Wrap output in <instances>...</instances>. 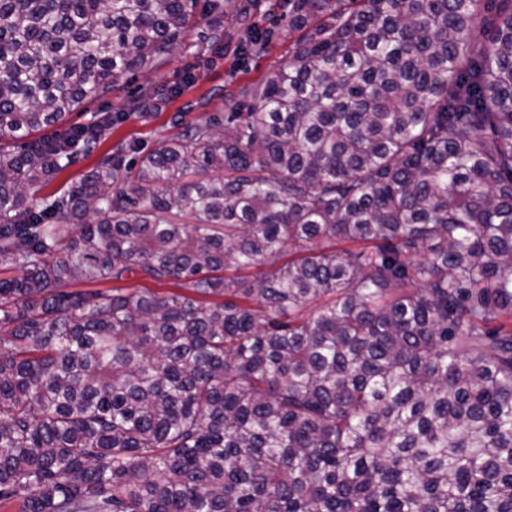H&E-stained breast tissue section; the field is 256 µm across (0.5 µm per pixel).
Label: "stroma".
<instances>
[{
    "instance_id": "obj_1",
    "label": "stroma",
    "mask_w": 512,
    "mask_h": 512,
    "mask_svg": "<svg viewBox=\"0 0 512 512\" xmlns=\"http://www.w3.org/2000/svg\"><path fill=\"white\" fill-rule=\"evenodd\" d=\"M224 28L228 36L221 48L204 43L186 53L176 52L156 68L139 72L135 80L120 79L105 98L85 101L72 112L70 122L87 123L97 113L125 110L131 95L148 99L146 112L132 114L115 126L100 152L78 158L49 184V191L81 178L101 152L118 143L131 142L148 151L159 138L175 136L208 115L227 112L244 87L272 80L287 67L298 38L288 28V0H227ZM254 30L271 32L272 38L262 55L247 56L240 43ZM175 87L181 90L176 97L171 94Z\"/></svg>"
}]
</instances>
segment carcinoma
I'll return each instance as SVG.
<instances>
[{"label": "carcinoma", "mask_w": 512, "mask_h": 512, "mask_svg": "<svg viewBox=\"0 0 512 512\" xmlns=\"http://www.w3.org/2000/svg\"><path fill=\"white\" fill-rule=\"evenodd\" d=\"M198 14L0 0V501L512 512V0H288L246 108L41 193Z\"/></svg>", "instance_id": "1"}]
</instances>
